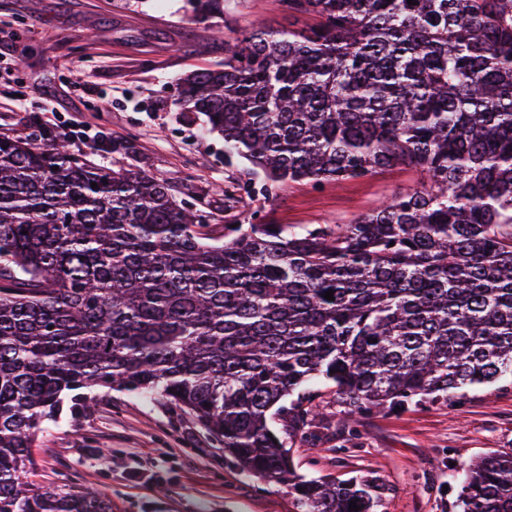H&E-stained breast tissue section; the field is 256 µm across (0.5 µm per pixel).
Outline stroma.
Segmentation results:
<instances>
[{
  "instance_id": "35a3bbf8",
  "label": "stroma",
  "mask_w": 512,
  "mask_h": 512,
  "mask_svg": "<svg viewBox=\"0 0 512 512\" xmlns=\"http://www.w3.org/2000/svg\"><path fill=\"white\" fill-rule=\"evenodd\" d=\"M304 32L316 15L281 0H224L223 13L192 18L187 0H0V134L39 128L72 152L114 167H141L177 199L210 211L208 233L228 224H348L424 178L398 167L322 185L250 192L243 161L203 115L182 111L175 77L224 61L253 23ZM52 111H45V104ZM125 143L128 153L112 152ZM238 186L237 200L224 192ZM312 439L292 446L305 478L368 481L376 512H460L468 464L512 453V377L463 397L367 415L348 414L333 387L313 382ZM88 410L44 422L21 478L106 492L112 512H298L288 489L249 477L160 399L98 389Z\"/></svg>"
}]
</instances>
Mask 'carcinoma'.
<instances>
[{"instance_id":"1","label":"carcinoma","mask_w":512,"mask_h":512,"mask_svg":"<svg viewBox=\"0 0 512 512\" xmlns=\"http://www.w3.org/2000/svg\"><path fill=\"white\" fill-rule=\"evenodd\" d=\"M282 5L320 22L242 34L177 78L183 111L277 184L401 167L427 185L342 227L239 224L220 244L164 180L43 129L0 136V512H112L20 478L40 425L100 387L164 400L300 512H373L365 482L293 471L303 385L364 414L512 374V0ZM460 503L512 512V454L470 464Z\"/></svg>"}]
</instances>
